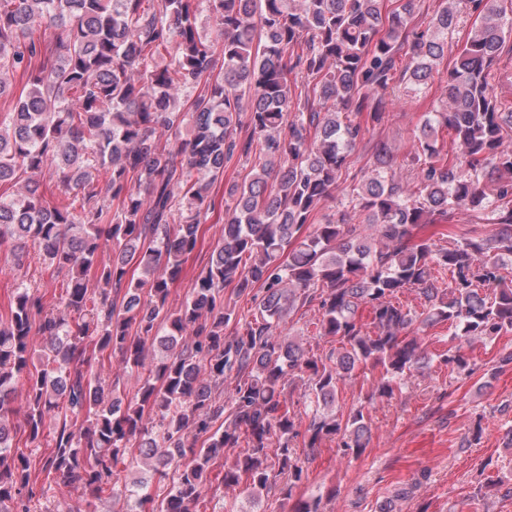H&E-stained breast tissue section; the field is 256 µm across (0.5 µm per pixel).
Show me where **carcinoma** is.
<instances>
[{
  "instance_id": "obj_1",
  "label": "carcinoma",
  "mask_w": 512,
  "mask_h": 512,
  "mask_svg": "<svg viewBox=\"0 0 512 512\" xmlns=\"http://www.w3.org/2000/svg\"><path fill=\"white\" fill-rule=\"evenodd\" d=\"M439 2L416 29L414 0H0V98L10 94L3 75L26 80L0 120V184L30 175L0 195V257L19 264L32 246L66 282L54 301L22 282L0 313V512H37L52 485L73 482L81 503L63 512H96L106 493L113 512H207L218 466L224 486L243 482L254 500L289 498L305 472L298 437L311 452L336 437L354 458L368 447L367 403L344 413L342 384L378 368L368 403L390 401L428 367L415 323H448L457 344L440 363L468 375L465 345L512 332L502 274L512 266V150L501 149L512 106L491 83L512 16L502 0ZM205 10L219 43L199 33ZM464 14L475 20L446 97L407 163L416 190L380 141L348 193L364 219L319 216L394 83L428 89ZM186 85L198 93L178 109ZM442 128L460 149L451 162ZM162 130L172 139L160 142ZM256 147L224 198L221 241L171 308V285L215 210L213 184ZM45 173L63 198L40 191ZM479 211L492 215L489 236L456 227L443 245L414 234ZM226 287L252 295L249 316L224 303ZM408 291L422 312L400 302ZM365 307L370 331L358 319ZM303 309L336 347L318 354L277 332ZM114 355L137 377L132 394L94 373ZM298 384L302 414L285 397ZM20 432L51 452H12ZM136 463L150 479L120 484Z\"/></svg>"
}]
</instances>
